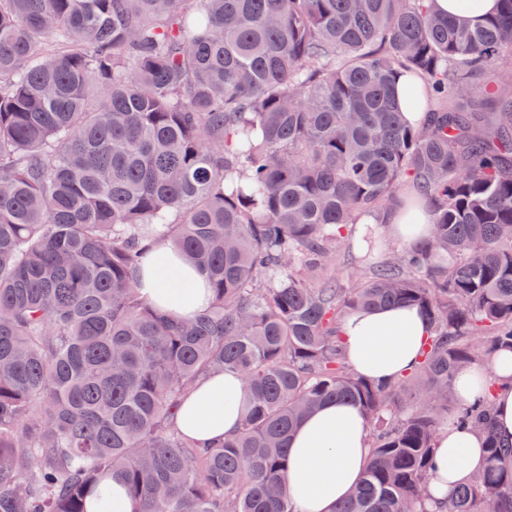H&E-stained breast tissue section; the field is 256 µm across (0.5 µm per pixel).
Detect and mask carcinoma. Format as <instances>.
<instances>
[{
	"instance_id": "carcinoma-1",
	"label": "carcinoma",
	"mask_w": 512,
	"mask_h": 512,
	"mask_svg": "<svg viewBox=\"0 0 512 512\" xmlns=\"http://www.w3.org/2000/svg\"><path fill=\"white\" fill-rule=\"evenodd\" d=\"M432 2L0 0V512H112L107 475L143 512H294L288 443L337 400L372 454L336 512H512L490 400L448 412L455 370L512 349V0L478 24ZM407 181L433 234L352 238ZM160 242L205 313L140 295ZM353 246L385 251L370 281L321 275ZM396 305L433 327L420 365L353 373L341 321ZM206 373L247 392L199 448L172 418ZM443 422L487 463L429 508Z\"/></svg>"
}]
</instances>
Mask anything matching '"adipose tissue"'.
I'll return each instance as SVG.
<instances>
[{
  "label": "adipose tissue",
  "mask_w": 512,
  "mask_h": 512,
  "mask_svg": "<svg viewBox=\"0 0 512 512\" xmlns=\"http://www.w3.org/2000/svg\"><path fill=\"white\" fill-rule=\"evenodd\" d=\"M170 278L160 277L147 260L139 277L140 293L157 308L181 318L204 312L208 292L203 277L182 267L176 254L160 246ZM346 362L355 373L382 382L400 378L420 362L432 335L429 321L412 306L370 308L346 315L340 327ZM494 379L493 425L512 439V352L492 354L486 364L454 372L451 387L462 402L481 395L486 379ZM245 385L234 374L207 375L183 398L174 428L199 446L234 435L240 424ZM485 440L469 429L446 426L435 437L432 502L448 498L485 465ZM369 428L360 410L346 402L322 405L297 427L289 446L286 492L295 512H334L337 503L360 483L371 456Z\"/></svg>",
  "instance_id": "adipose-tissue-1"
}]
</instances>
